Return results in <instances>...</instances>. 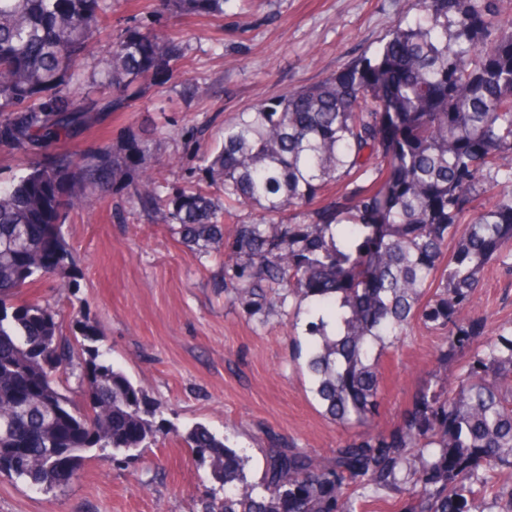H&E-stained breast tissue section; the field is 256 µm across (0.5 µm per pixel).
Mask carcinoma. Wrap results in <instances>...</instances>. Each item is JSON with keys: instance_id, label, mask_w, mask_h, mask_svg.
Here are the masks:
<instances>
[{"instance_id": "carcinoma-1", "label": "carcinoma", "mask_w": 512, "mask_h": 512, "mask_svg": "<svg viewBox=\"0 0 512 512\" xmlns=\"http://www.w3.org/2000/svg\"><path fill=\"white\" fill-rule=\"evenodd\" d=\"M175 16L224 14L225 0H157ZM500 0H418L370 57L260 104L224 127L199 178L160 180L152 140L52 153L96 112L128 110L186 53L130 25L106 67L112 0H0V147L28 158L0 186V474L52 490L91 448L137 456L158 442L143 390L82 322L81 350L56 312L17 303L46 276L71 287L61 225L119 184L186 244L224 247V287L251 319L309 302L305 368L323 414L363 431L326 456L269 438L259 481L203 426L184 440L224 496L204 512H512V324L479 340L467 318L491 261L512 259V18ZM233 225L224 234V225ZM446 333L434 384L393 428L375 424L384 349L414 323ZM70 368L83 404L60 390ZM23 411L26 435L6 422Z\"/></svg>"}]
</instances>
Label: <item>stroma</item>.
I'll return each instance as SVG.
<instances>
[{"label": "stroma", "mask_w": 512, "mask_h": 512, "mask_svg": "<svg viewBox=\"0 0 512 512\" xmlns=\"http://www.w3.org/2000/svg\"><path fill=\"white\" fill-rule=\"evenodd\" d=\"M417 13V0H226L220 17L161 18L160 29L186 46L176 71L131 110L99 113L73 142L116 149L128 134L156 128L165 134L161 154L174 161L167 181L196 179L202 153L221 144L240 113L344 70ZM197 86L208 95H193ZM61 231L74 287L49 278L22 297L50 304L63 336L73 337L82 317L94 321L112 363L146 391L161 434L131 460L87 451L74 478L48 491L0 474V512H202L214 484L184 441L198 425L229 437L255 480L267 434L321 454L354 436L321 414L311 392L295 326L306 312L263 325L248 319L224 290L223 253L186 246L121 187L70 215ZM483 279L471 314L485 319L488 338L512 323V271L492 262ZM443 340L418 324L383 352L379 428L399 422L429 384Z\"/></svg>", "instance_id": "1"}]
</instances>
